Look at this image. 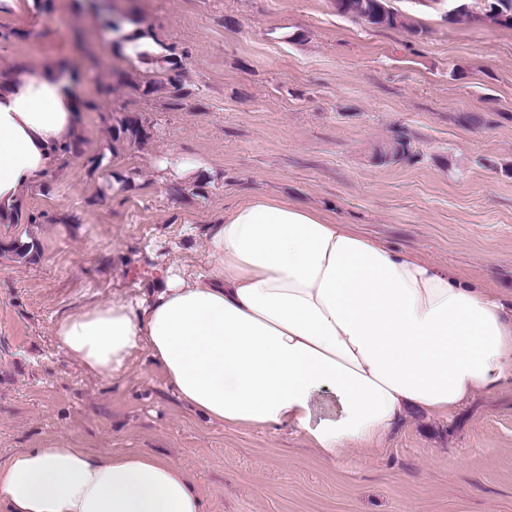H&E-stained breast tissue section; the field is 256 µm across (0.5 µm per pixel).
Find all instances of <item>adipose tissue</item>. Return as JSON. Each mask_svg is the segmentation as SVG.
Returning <instances> with one entry per match:
<instances>
[{"label": "adipose tissue", "mask_w": 512, "mask_h": 512, "mask_svg": "<svg viewBox=\"0 0 512 512\" xmlns=\"http://www.w3.org/2000/svg\"><path fill=\"white\" fill-rule=\"evenodd\" d=\"M83 90L47 61L0 77V215L58 165ZM208 270L61 319L58 348L111 378L138 349L180 399L242 428L287 426L322 459L365 452L417 409L512 384V317L483 282L395 252L326 213L254 195L211 224ZM6 512H202L157 456L31 448L0 462Z\"/></svg>", "instance_id": "adipose-tissue-1"}]
</instances>
